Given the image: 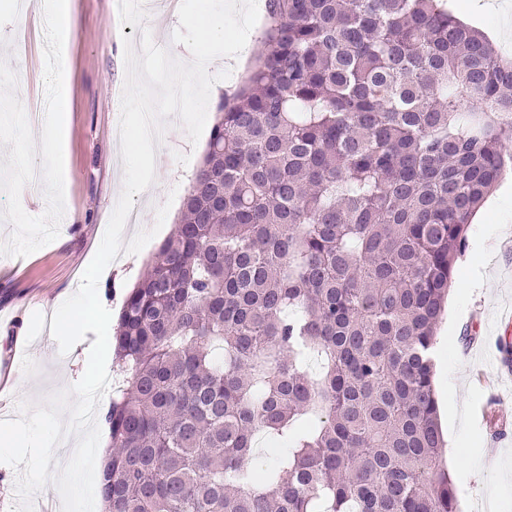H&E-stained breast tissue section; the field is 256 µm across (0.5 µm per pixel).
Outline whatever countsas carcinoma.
<instances>
[{
  "label": "carcinoma",
  "mask_w": 512,
  "mask_h": 512,
  "mask_svg": "<svg viewBox=\"0 0 512 512\" xmlns=\"http://www.w3.org/2000/svg\"><path fill=\"white\" fill-rule=\"evenodd\" d=\"M266 9L118 315L103 512H458L436 333L512 162V61L447 0Z\"/></svg>",
  "instance_id": "obj_1"
}]
</instances>
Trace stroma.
<instances>
[{
  "label": "stroma",
  "mask_w": 512,
  "mask_h": 512,
  "mask_svg": "<svg viewBox=\"0 0 512 512\" xmlns=\"http://www.w3.org/2000/svg\"><path fill=\"white\" fill-rule=\"evenodd\" d=\"M481 0H454L456 14L497 44L512 11L484 9ZM67 41L64 181L65 212L59 238L23 258L0 256V420L18 416L21 400L39 402L83 376L94 333L60 354L52 316L79 287L123 188L120 100L125 81L123 36L184 53L172 34L177 17L147 14L144 28L120 22L118 0H71ZM45 25L35 0H0V59L17 75L15 94L25 111L44 109ZM179 121L168 122V147L156 156L155 181L134 198L131 239L152 228L156 209L171 208L160 231L136 255L118 254L104 270L99 297L118 314L126 293L173 230L205 142L191 143ZM512 178L490 194L468 232V248L457 263L454 289L438 332L434 384L445 441L443 463L452 474L460 512H512V431L495 435L477 412L500 392L497 342L512 341Z\"/></svg>",
  "instance_id": "obj_1"
}]
</instances>
